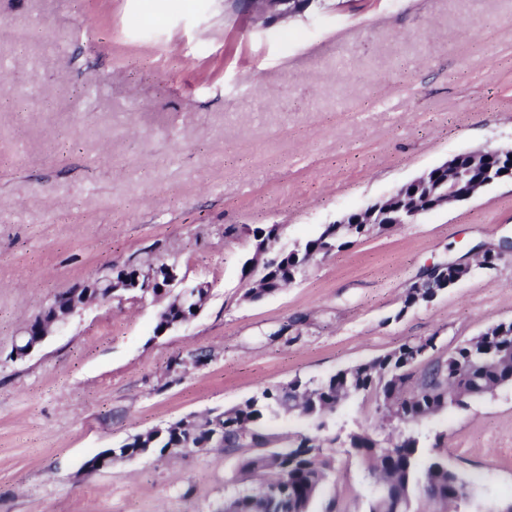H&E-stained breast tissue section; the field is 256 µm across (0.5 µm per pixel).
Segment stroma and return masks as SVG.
I'll list each match as a JSON object with an SVG mask.
<instances>
[{
	"instance_id": "stroma-1",
	"label": "stroma",
	"mask_w": 512,
	"mask_h": 512,
	"mask_svg": "<svg viewBox=\"0 0 512 512\" xmlns=\"http://www.w3.org/2000/svg\"><path fill=\"white\" fill-rule=\"evenodd\" d=\"M0 0V512H216L238 458L183 451L85 469L98 452L272 385L323 379L407 341L437 355L512 321V180L313 261L246 299L250 229L293 250L460 153L512 147V0H313L252 24L234 0ZM501 250L493 266L485 250ZM177 262L209 296L155 335L160 304L77 310L22 360L19 330L55 295L133 262ZM470 274L405 307L427 266ZM204 363H195L197 353ZM317 512H366L346 434ZM471 481L458 512L512 503V383L418 427Z\"/></svg>"
}]
</instances>
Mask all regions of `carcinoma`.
Returning a JSON list of instances; mask_svg holds the SVG:
<instances>
[{"label": "carcinoma", "mask_w": 512, "mask_h": 512, "mask_svg": "<svg viewBox=\"0 0 512 512\" xmlns=\"http://www.w3.org/2000/svg\"><path fill=\"white\" fill-rule=\"evenodd\" d=\"M332 230L329 224L301 249L284 254L266 270L259 287L249 290V297L262 299L297 279L304 271L307 251L328 242L337 250L351 245L345 237L332 235ZM427 344L437 349L433 337L409 341L325 379L265 387L232 408L207 414L195 430L174 422L136 434L120 445L118 456L161 458L171 448L198 444L206 437L207 426L216 422L224 429L221 451L240 454L241 478L255 483L224 499L216 512H313L333 470L332 456L320 437L310 432H297L285 445H274L269 421L298 410L320 429L322 418L335 412L342 400L362 396L386 406L381 423L395 418L407 425L397 434L383 436L360 429L347 436V454L364 466L373 482L383 485L375 489L367 512H430L432 501L452 504L456 488L468 491L470 483L440 453H423L412 427L448 408L450 390H461L472 398L512 382V321L494 325L446 358L428 360L420 355ZM482 347L497 352L505 347L508 354L497 363L478 361L475 355Z\"/></svg>", "instance_id": "cac0c4a2"}]
</instances>
